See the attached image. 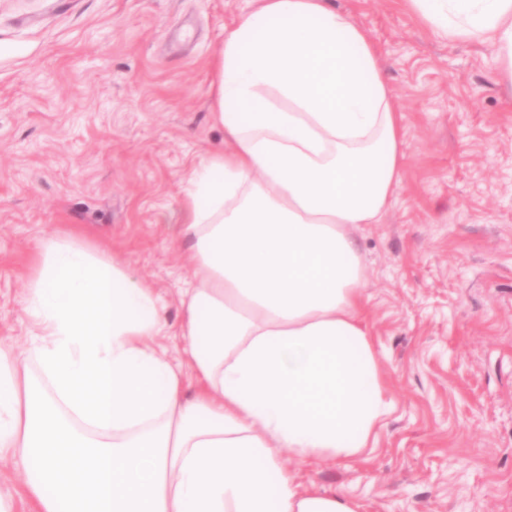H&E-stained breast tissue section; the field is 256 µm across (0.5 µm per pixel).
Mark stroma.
<instances>
[{
  "instance_id": "obj_1",
  "label": "stroma",
  "mask_w": 512,
  "mask_h": 512,
  "mask_svg": "<svg viewBox=\"0 0 512 512\" xmlns=\"http://www.w3.org/2000/svg\"><path fill=\"white\" fill-rule=\"evenodd\" d=\"M379 51L404 174L355 237L393 400L353 460L289 461L362 512H512V90L495 48L449 42L401 0H332ZM256 0H0V341L32 330L36 245L76 234L151 283L187 385L181 187L224 132L214 58Z\"/></svg>"
}]
</instances>
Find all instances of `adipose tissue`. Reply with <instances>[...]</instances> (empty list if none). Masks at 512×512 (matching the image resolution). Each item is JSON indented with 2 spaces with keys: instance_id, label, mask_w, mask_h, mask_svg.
I'll return each instance as SVG.
<instances>
[{
  "instance_id": "obj_1",
  "label": "adipose tissue",
  "mask_w": 512,
  "mask_h": 512,
  "mask_svg": "<svg viewBox=\"0 0 512 512\" xmlns=\"http://www.w3.org/2000/svg\"><path fill=\"white\" fill-rule=\"evenodd\" d=\"M407 2L442 39L490 42L512 85V0ZM215 66L224 145L183 182L178 238L195 389L153 347L149 282L87 240L41 238L31 337L0 341V461L21 460L34 512H361L283 457H357L391 410L352 233L402 180L403 114L330 0H260Z\"/></svg>"
}]
</instances>
